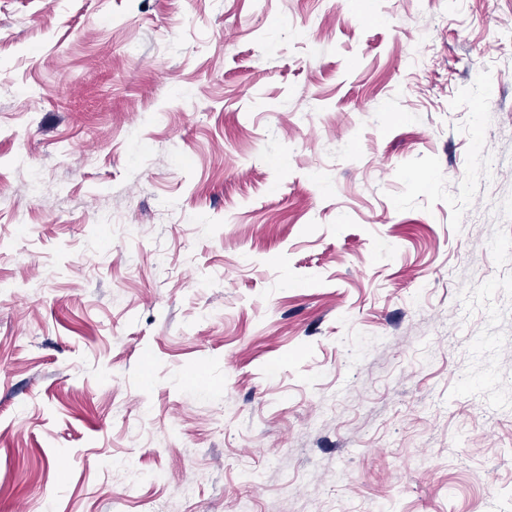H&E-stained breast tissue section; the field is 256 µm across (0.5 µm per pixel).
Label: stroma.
Returning a JSON list of instances; mask_svg holds the SVG:
<instances>
[{
	"instance_id": "stroma-1",
	"label": "stroma",
	"mask_w": 512,
	"mask_h": 512,
	"mask_svg": "<svg viewBox=\"0 0 512 512\" xmlns=\"http://www.w3.org/2000/svg\"><path fill=\"white\" fill-rule=\"evenodd\" d=\"M512 512V0H0V512Z\"/></svg>"
}]
</instances>
